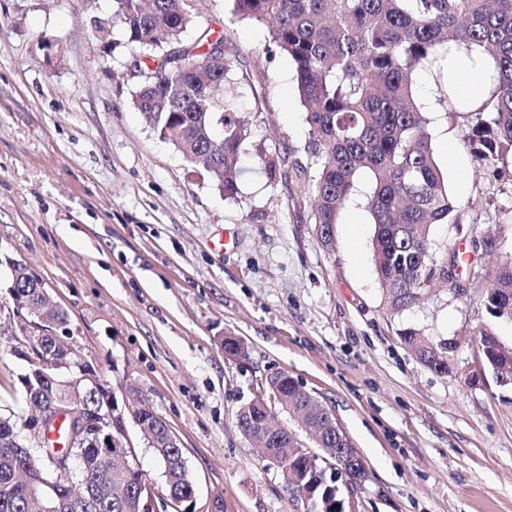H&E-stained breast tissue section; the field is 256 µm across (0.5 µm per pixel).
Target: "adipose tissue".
<instances>
[{
	"mask_svg": "<svg viewBox=\"0 0 512 512\" xmlns=\"http://www.w3.org/2000/svg\"><path fill=\"white\" fill-rule=\"evenodd\" d=\"M492 67L491 59L477 46L449 55L448 82L460 106L471 111L482 106L492 92Z\"/></svg>",
	"mask_w": 512,
	"mask_h": 512,
	"instance_id": "1",
	"label": "adipose tissue"
}]
</instances>
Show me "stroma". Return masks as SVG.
Here are the masks:
<instances>
[{
  "instance_id": "obj_1",
  "label": "stroma",
  "mask_w": 512,
  "mask_h": 512,
  "mask_svg": "<svg viewBox=\"0 0 512 512\" xmlns=\"http://www.w3.org/2000/svg\"><path fill=\"white\" fill-rule=\"evenodd\" d=\"M190 6L197 28L223 35L225 55L250 75L238 105L251 137L233 200L139 117L126 38L94 26L113 0H0V410L29 416V363L6 333L9 257L67 310L64 341L111 392L154 480L162 467L128 413L133 395L177 433L199 512H305L235 423L276 373L329 407L363 458L365 482L341 487L347 512H512V387L489 374L468 382L484 369L470 332L488 325L511 345L512 323L489 315L478 288L441 287L418 307L388 310L363 203L369 178L323 245L294 168L310 159L291 60L232 0ZM49 38L61 48L51 62ZM414 83L434 100L431 146L461 209L459 224L436 225V252L467 251L463 226L497 232L511 252L512 178L476 170L442 70L423 66ZM276 154L286 165L272 179L261 159ZM406 329L457 340L453 370L422 365L400 339ZM228 336L245 356H226Z\"/></svg>"
}]
</instances>
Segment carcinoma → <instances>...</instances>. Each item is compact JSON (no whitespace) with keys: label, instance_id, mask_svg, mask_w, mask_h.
<instances>
[{"label":"carcinoma","instance_id":"obj_1","mask_svg":"<svg viewBox=\"0 0 512 512\" xmlns=\"http://www.w3.org/2000/svg\"><path fill=\"white\" fill-rule=\"evenodd\" d=\"M113 21L131 46V66L138 72L132 92L135 109L151 130L168 141L191 168L204 170L226 199L239 193L241 156L250 130L239 112L235 87L247 79L231 59L217 51L222 40L207 29L183 49V64L166 69L162 48L183 43L195 25L188 0H114ZM234 15L268 27L269 40L295 66L297 88L308 125L307 152L317 171L311 177L312 219L321 240L330 244L326 227L358 191L359 179H370L365 209L372 218L375 270L383 302L395 313L414 308L433 287L448 282V267L473 269L472 285L484 289L482 301L497 319L512 317V253L493 270L464 259L456 246L439 255L434 226L458 222V206L449 198L427 130L430 118L415 101L414 73L434 64L448 48L481 47L496 65L494 90L483 106L467 113L464 145L477 169L495 179L509 174L512 157V0H233ZM10 291L41 301L40 280L25 265L11 270ZM69 324L68 313L53 308L29 332L41 362H30L21 377L26 404L59 389L41 366L61 345L57 331ZM496 380L512 377V345L503 344L484 326L472 332ZM401 340L430 370L445 374L452 366L448 344H437L419 331L406 329ZM288 399V411L307 412L319 432L311 433L318 456L283 434L270 442L288 464L298 496L308 499L307 512H345L328 460L352 447L335 428L334 415L286 373L273 381ZM258 399L242 403L236 423L243 436L259 421ZM155 456L164 465L162 493L187 498L193 480L181 461V450L167 442L166 426L146 418ZM52 428L35 445L19 437V421L0 413V512H136L140 493L153 486L148 474L129 460L103 462L94 448L72 462L81 499L34 490L18 481L21 471L37 464L41 450L65 443L69 426L53 441Z\"/></svg>","mask_w":512,"mask_h":512}]
</instances>
